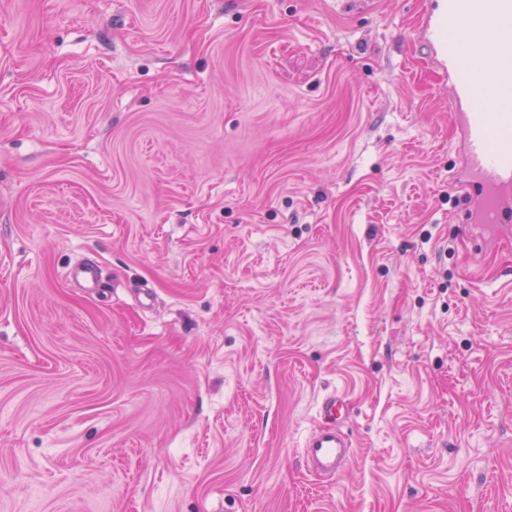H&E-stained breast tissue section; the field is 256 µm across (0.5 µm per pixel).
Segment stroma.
I'll list each match as a JSON object with an SVG mask.
<instances>
[{"mask_svg": "<svg viewBox=\"0 0 512 512\" xmlns=\"http://www.w3.org/2000/svg\"><path fill=\"white\" fill-rule=\"evenodd\" d=\"M423 8L0 0V512H512V237ZM345 400L336 394L325 397L319 408L321 424L306 442V456L311 467L322 477L338 475L350 455V444L343 432Z\"/></svg>", "mask_w": 512, "mask_h": 512, "instance_id": "obj_1", "label": "stroma"}]
</instances>
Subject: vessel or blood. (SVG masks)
<instances>
[{"instance_id":"obj_1","label":"vessel or blood","mask_w":512,"mask_h":512,"mask_svg":"<svg viewBox=\"0 0 512 512\" xmlns=\"http://www.w3.org/2000/svg\"><path fill=\"white\" fill-rule=\"evenodd\" d=\"M433 63L448 76V99L468 172L456 183L462 221L512 233V0H431L421 22ZM346 402L325 397L321 424L305 445L322 477L338 475L350 455Z\"/></svg>"}]
</instances>
